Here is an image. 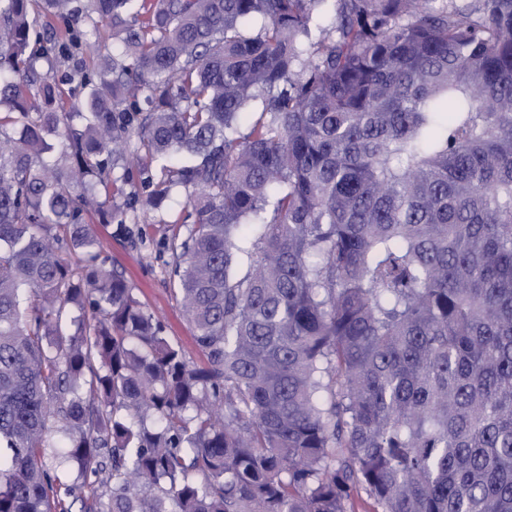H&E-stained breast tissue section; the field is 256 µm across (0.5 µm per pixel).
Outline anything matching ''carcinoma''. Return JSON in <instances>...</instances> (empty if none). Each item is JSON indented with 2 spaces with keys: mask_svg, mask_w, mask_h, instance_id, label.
Wrapping results in <instances>:
<instances>
[{
  "mask_svg": "<svg viewBox=\"0 0 512 512\" xmlns=\"http://www.w3.org/2000/svg\"><path fill=\"white\" fill-rule=\"evenodd\" d=\"M180 188L202 366L89 224ZM361 492L512 512V0H0V512Z\"/></svg>",
  "mask_w": 512,
  "mask_h": 512,
  "instance_id": "1",
  "label": "carcinoma"
}]
</instances>
